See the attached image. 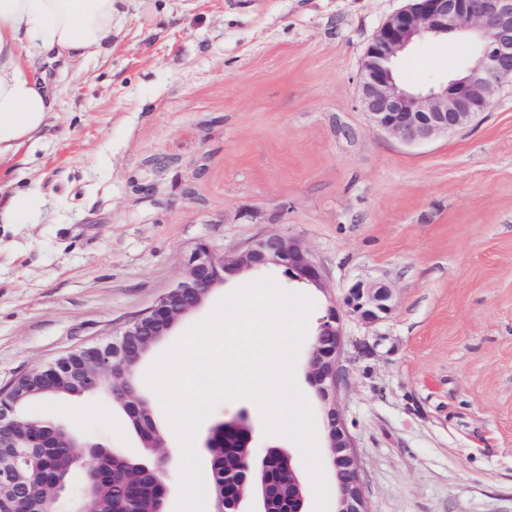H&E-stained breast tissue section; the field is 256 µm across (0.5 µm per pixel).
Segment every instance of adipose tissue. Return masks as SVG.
Instances as JSON below:
<instances>
[{"label":"adipose tissue","instance_id":"obj_1","mask_svg":"<svg viewBox=\"0 0 512 512\" xmlns=\"http://www.w3.org/2000/svg\"><path fill=\"white\" fill-rule=\"evenodd\" d=\"M121 0H0V164L34 140L56 96L34 70L42 61L100 54Z\"/></svg>","mask_w":512,"mask_h":512}]
</instances>
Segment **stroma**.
<instances>
[{
  "instance_id": "1",
  "label": "stroma",
  "mask_w": 512,
  "mask_h": 512,
  "mask_svg": "<svg viewBox=\"0 0 512 512\" xmlns=\"http://www.w3.org/2000/svg\"><path fill=\"white\" fill-rule=\"evenodd\" d=\"M404 0H122L94 58L46 67L57 110L0 167V388L107 334L186 271L276 232L304 244L326 290L316 327L358 281L393 290L373 325L343 317L338 401L369 512H512V83L489 112L424 143L376 130L360 103L367 43ZM425 40L398 62L417 86L459 66ZM86 437L144 450L107 399L55 403ZM253 453L297 445L265 435ZM38 196L35 193H28L23 196L21 200L14 203L10 208H7L1 212L0 210V222L2 224H17L25 213L32 212L37 205Z\"/></svg>"
}]
</instances>
